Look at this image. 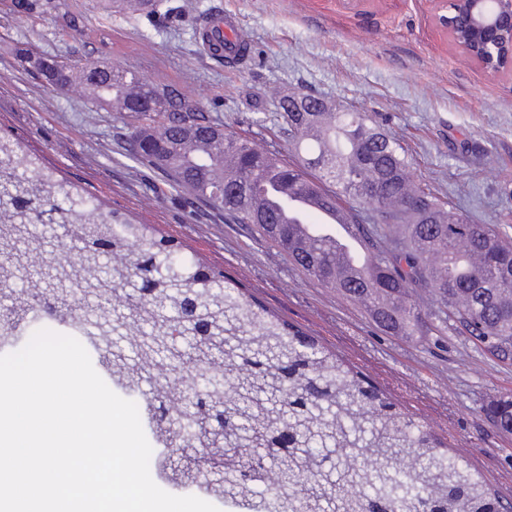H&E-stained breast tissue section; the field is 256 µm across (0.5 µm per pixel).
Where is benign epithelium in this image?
I'll list each match as a JSON object with an SVG mask.
<instances>
[{"mask_svg": "<svg viewBox=\"0 0 512 512\" xmlns=\"http://www.w3.org/2000/svg\"><path fill=\"white\" fill-rule=\"evenodd\" d=\"M436 25L488 77L512 76V0H435Z\"/></svg>", "mask_w": 512, "mask_h": 512, "instance_id": "7a95c632", "label": "benign epithelium"}]
</instances>
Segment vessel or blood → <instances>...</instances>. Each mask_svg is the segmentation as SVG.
<instances>
[{
    "label": "vessel or blood",
    "mask_w": 512,
    "mask_h": 512,
    "mask_svg": "<svg viewBox=\"0 0 512 512\" xmlns=\"http://www.w3.org/2000/svg\"><path fill=\"white\" fill-rule=\"evenodd\" d=\"M200 44L204 52L221 57L224 55L245 61L251 51V43L247 33L233 16H225L219 26L204 23L198 32ZM282 196L287 201L286 209L281 210L282 219L303 223L307 216L316 215L318 227H308L307 234L322 230L335 243L337 250L345 260L348 276L361 277L365 270L364 263L359 260L363 244L353 226L348 224L343 212L327 204L323 197L301 193L293 189L282 188Z\"/></svg>",
    "instance_id": "vessel-or-blood-1"
}]
</instances>
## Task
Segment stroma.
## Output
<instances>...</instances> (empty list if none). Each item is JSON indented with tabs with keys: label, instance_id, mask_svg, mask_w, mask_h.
<instances>
[{
	"label": "stroma",
	"instance_id": "35a3bbf8",
	"mask_svg": "<svg viewBox=\"0 0 512 512\" xmlns=\"http://www.w3.org/2000/svg\"><path fill=\"white\" fill-rule=\"evenodd\" d=\"M0 0V129L108 206L129 211L223 270L264 308L314 336L424 421L512 504V435L482 412L512 395V364L455 331L389 336L362 306L307 278L257 230L165 185L130 157L125 113L57 93L25 70L17 46L67 62L109 61L176 89L207 118L287 154L277 117L255 102L298 91L372 115L399 139L417 176L475 221L512 236V78H487L431 22L433 0H190L177 17L107 14L99 0H53L15 14ZM236 14L253 58L229 69L206 57L199 19ZM77 27L63 31V16Z\"/></svg>",
	"mask_w": 512,
	"mask_h": 512
}]
</instances>
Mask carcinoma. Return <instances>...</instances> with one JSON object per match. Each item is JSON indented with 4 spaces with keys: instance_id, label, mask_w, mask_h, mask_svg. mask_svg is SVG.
<instances>
[{
    "instance_id": "cac0c4a2",
    "label": "carcinoma",
    "mask_w": 512,
    "mask_h": 512,
    "mask_svg": "<svg viewBox=\"0 0 512 512\" xmlns=\"http://www.w3.org/2000/svg\"><path fill=\"white\" fill-rule=\"evenodd\" d=\"M63 89L117 100L137 121L130 153L191 189L237 224H252L308 278L360 303L390 336L453 328L512 363V242L434 196L400 143L365 112L316 109L305 92L272 99L296 161L256 148L181 95L110 63L61 61ZM343 209L370 272L336 274V254L298 225L253 205L272 177ZM0 337L42 303L68 323L81 312L98 363L127 395L146 397L150 465L176 490L197 489L246 512H504L481 472L441 446L421 421L314 339L256 303L224 272L182 254L151 224L103 205L57 175L22 141L0 135ZM224 337L213 361L201 337ZM486 417L512 434V396ZM224 427V470L164 465L169 449L203 451L201 423ZM291 448H277L283 434Z\"/></svg>"
}]
</instances>
